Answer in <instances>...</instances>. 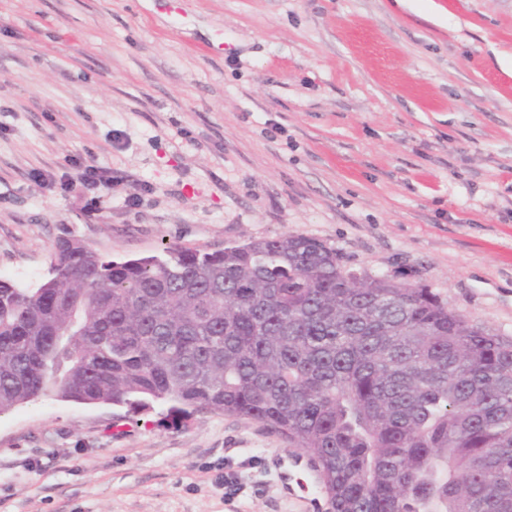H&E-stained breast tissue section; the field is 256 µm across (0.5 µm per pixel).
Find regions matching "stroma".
<instances>
[{
	"label": "stroma",
	"instance_id": "stroma-1",
	"mask_svg": "<svg viewBox=\"0 0 512 512\" xmlns=\"http://www.w3.org/2000/svg\"><path fill=\"white\" fill-rule=\"evenodd\" d=\"M184 8L0 0V278L46 281L66 237L301 235L512 340V0ZM290 453L246 418L48 395L0 415V512H311Z\"/></svg>",
	"mask_w": 512,
	"mask_h": 512
}]
</instances>
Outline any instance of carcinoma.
I'll return each instance as SVG.
<instances>
[{
  "instance_id": "carcinoma-1",
  "label": "carcinoma",
  "mask_w": 512,
  "mask_h": 512,
  "mask_svg": "<svg viewBox=\"0 0 512 512\" xmlns=\"http://www.w3.org/2000/svg\"><path fill=\"white\" fill-rule=\"evenodd\" d=\"M49 274L0 279V413L51 393L246 417L329 512H512V341L431 290L356 286L294 235L120 261L62 238Z\"/></svg>"
}]
</instances>
